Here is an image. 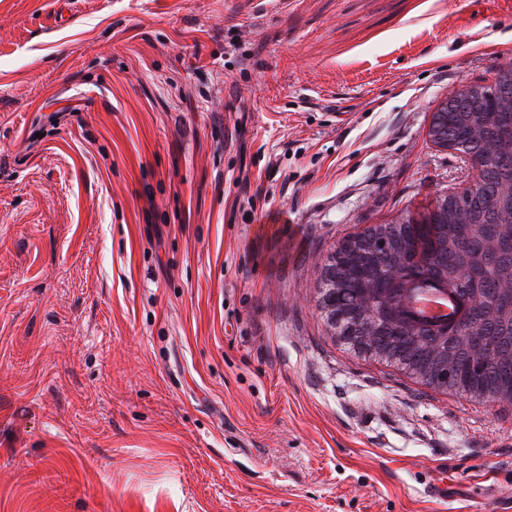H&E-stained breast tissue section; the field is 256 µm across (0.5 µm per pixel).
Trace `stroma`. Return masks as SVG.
<instances>
[{
  "label": "stroma",
  "mask_w": 512,
  "mask_h": 512,
  "mask_svg": "<svg viewBox=\"0 0 512 512\" xmlns=\"http://www.w3.org/2000/svg\"><path fill=\"white\" fill-rule=\"evenodd\" d=\"M512 0H0V512H512V406L325 337L315 264L471 184ZM322 319L324 323L326 324L328 330L331 333V336L333 337L335 345H339L343 347L345 350H347L351 355H353L355 358L363 360L366 363H374L378 365L385 366L387 368L392 369L394 372L405 376L407 379L411 380L413 383L417 385H421L424 388H427L439 395H448V393L452 392L455 393V395H459L463 397L462 395L458 394L455 390L452 388H449L448 385H439L435 383L430 377H425L417 373L415 366L412 365V363H409L414 370H411L408 366H406L403 362L400 360L394 358V355L391 353H388L384 350H382L379 346H371L370 348L366 350H362L358 345L354 344L347 338V331L349 328V321L339 323L336 321V329L333 332L330 329V319L328 316L324 313V310L321 306H319Z\"/></svg>",
  "instance_id": "obj_1"
}]
</instances>
